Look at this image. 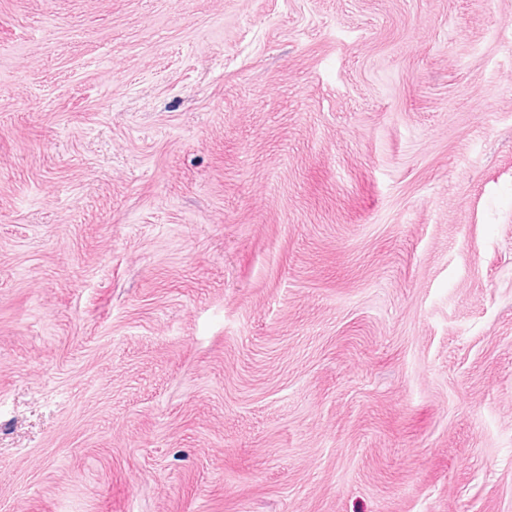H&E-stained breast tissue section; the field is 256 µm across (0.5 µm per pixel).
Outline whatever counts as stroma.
Wrapping results in <instances>:
<instances>
[{
    "label": "stroma",
    "instance_id": "obj_1",
    "mask_svg": "<svg viewBox=\"0 0 512 512\" xmlns=\"http://www.w3.org/2000/svg\"><path fill=\"white\" fill-rule=\"evenodd\" d=\"M0 512H512V0H0Z\"/></svg>",
    "mask_w": 512,
    "mask_h": 512
}]
</instances>
